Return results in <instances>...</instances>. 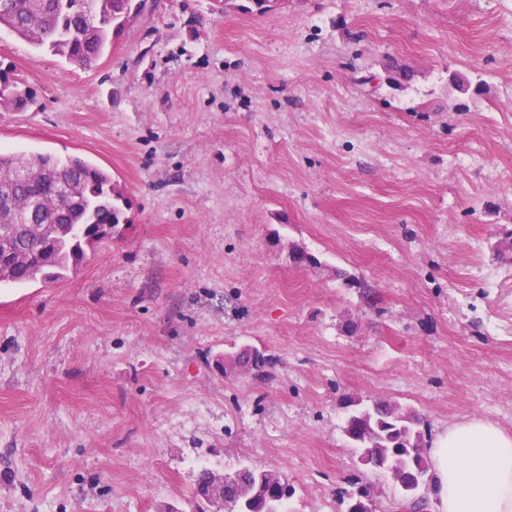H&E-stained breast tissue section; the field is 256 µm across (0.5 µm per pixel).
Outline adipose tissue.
<instances>
[{"label":"adipose tissue","mask_w":512,"mask_h":512,"mask_svg":"<svg viewBox=\"0 0 512 512\" xmlns=\"http://www.w3.org/2000/svg\"><path fill=\"white\" fill-rule=\"evenodd\" d=\"M428 455L434 512H512V431L467 418L438 433Z\"/></svg>","instance_id":"ef3b65f1"}]
</instances>
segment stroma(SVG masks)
<instances>
[{"label": "stroma", "mask_w": 512, "mask_h": 512, "mask_svg": "<svg viewBox=\"0 0 512 512\" xmlns=\"http://www.w3.org/2000/svg\"><path fill=\"white\" fill-rule=\"evenodd\" d=\"M0 68L35 97L0 150L84 157L130 201L66 282L0 285V512L182 510L199 467L244 463L288 512L357 483L403 512L345 398L430 439L512 430V0H146L92 66L2 27ZM243 346L263 376L216 369Z\"/></svg>", "instance_id": "35a3bbf8"}]
</instances>
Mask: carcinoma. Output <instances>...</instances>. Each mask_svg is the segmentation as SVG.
<instances>
[{
    "label": "carcinoma",
    "instance_id": "carcinoma-1",
    "mask_svg": "<svg viewBox=\"0 0 512 512\" xmlns=\"http://www.w3.org/2000/svg\"><path fill=\"white\" fill-rule=\"evenodd\" d=\"M145 0H0V27L71 64L102 57L136 18ZM385 69L410 80L397 58ZM30 93L0 69V107L25 108ZM127 200L101 167L78 155L45 163L42 154L0 153V284L67 279L127 224ZM271 361L259 349L228 357L226 368L261 376ZM343 432L366 466L390 475L405 507L418 512L431 479L421 417L397 402L349 398ZM288 478L243 464L224 477V512H288Z\"/></svg>",
    "mask_w": 512,
    "mask_h": 512
}]
</instances>
